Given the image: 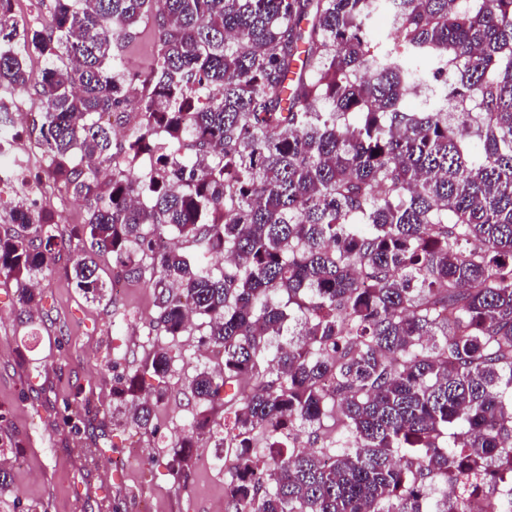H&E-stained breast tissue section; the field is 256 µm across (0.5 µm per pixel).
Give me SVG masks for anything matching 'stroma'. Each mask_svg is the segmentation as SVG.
<instances>
[{
  "instance_id": "stroma-1",
  "label": "stroma",
  "mask_w": 512,
  "mask_h": 512,
  "mask_svg": "<svg viewBox=\"0 0 512 512\" xmlns=\"http://www.w3.org/2000/svg\"><path fill=\"white\" fill-rule=\"evenodd\" d=\"M35 320L0 284V467L11 475L5 507L27 512H227L224 475L196 465L187 486L174 484L162 460L195 411L185 373L168 383L155 433L112 423V379L139 364L150 348L154 290L130 278L111 302L87 300L59 259L39 279ZM79 413L83 439L101 455L76 450L68 419ZM141 452L129 457V449Z\"/></svg>"
}]
</instances>
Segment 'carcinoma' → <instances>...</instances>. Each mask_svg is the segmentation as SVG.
Masks as SVG:
<instances>
[{"label":"carcinoma","mask_w":512,"mask_h":512,"mask_svg":"<svg viewBox=\"0 0 512 512\" xmlns=\"http://www.w3.org/2000/svg\"><path fill=\"white\" fill-rule=\"evenodd\" d=\"M8 2L0 93L48 60L46 174L89 219L66 232L21 198L0 275L30 318L64 255L93 301L101 256L149 277L159 342L112 383V411L146 433L178 338L210 349L174 481L207 434L232 512H458L452 482L512 512V0H49L31 29ZM380 12L395 39L372 51ZM149 16L139 81L122 52ZM430 84L436 102L402 109ZM134 104L118 144L104 116ZM143 153L157 169L136 176ZM167 234L195 253L157 250ZM330 408L344 431L316 450L304 435Z\"/></svg>","instance_id":"carcinoma-1"}]
</instances>
